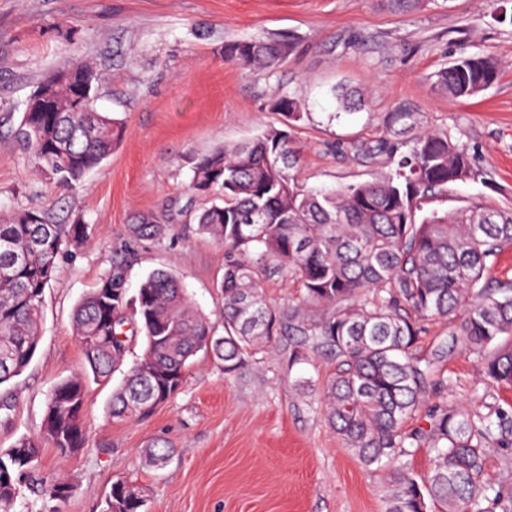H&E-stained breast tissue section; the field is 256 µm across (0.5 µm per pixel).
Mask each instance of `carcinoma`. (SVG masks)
<instances>
[{
    "instance_id": "cac0c4a2",
    "label": "carcinoma",
    "mask_w": 512,
    "mask_h": 512,
    "mask_svg": "<svg viewBox=\"0 0 512 512\" xmlns=\"http://www.w3.org/2000/svg\"><path fill=\"white\" fill-rule=\"evenodd\" d=\"M286 40L253 39L224 46L243 69L271 68L291 54ZM489 55L457 58L437 74L438 90L470 99L497 79ZM99 71L83 61L47 76L34 90L68 112H22L14 138L32 168L64 185L79 184L112 154L123 126L96 108ZM273 110L288 124L302 119L290 97ZM297 163L288 129L269 126L257 136L196 159L190 189L220 202L195 216L198 230L224 244L228 260L224 334L217 335L194 307L174 273L158 270L127 299L124 272L112 267L73 311L72 325L86 370L111 379L123 358L130 324L143 333L144 353L112 391L110 415L127 420L165 403L183 384L189 360L201 350L224 371L238 369L279 336H294L292 354L312 350L332 358L336 371L323 388L327 421L363 465L384 472L391 486L386 512H512V484L483 481L486 449L512 428V414L441 410L431 415L432 467L419 480L403 457L419 436L403 431L428 389L433 363L417 355L423 323L463 308L456 342L476 355L482 375L512 389V289L482 284L489 260L512 246V208L478 203L433 206L459 182L486 180L467 148L448 131L424 130L389 172L373 181L313 190L292 173ZM164 225L144 218L131 225L137 237H158ZM87 238L86 225L61 224L46 211L19 210L0 220V385L20 376L38 349L45 289L55 278L63 247ZM278 270L296 280L305 304L319 313L303 319L263 296V283ZM85 379L55 384L45 404L42 431L0 450V512H13L22 487L48 501L72 493L64 479L45 476L44 444L66 458L85 443ZM173 450H145L161 467ZM142 490L112 484L106 512H141Z\"/></svg>"
}]
</instances>
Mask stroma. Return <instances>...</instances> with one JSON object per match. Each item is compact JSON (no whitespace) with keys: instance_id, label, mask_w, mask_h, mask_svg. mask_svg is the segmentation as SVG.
<instances>
[{"instance_id":"obj_1","label":"stroma","mask_w":512,"mask_h":512,"mask_svg":"<svg viewBox=\"0 0 512 512\" xmlns=\"http://www.w3.org/2000/svg\"><path fill=\"white\" fill-rule=\"evenodd\" d=\"M499 6L430 0L399 14L388 0H0V215L49 209L58 221L88 226L87 242L65 251L45 290L34 358L0 386V448L37 435L49 391L83 373L73 310L113 263H122L132 294L149 272L172 271L223 331L226 253L191 219L202 204L189 188L192 162L286 125L275 98H294L305 114L286 126L307 187L388 172L386 156L369 159L356 148L384 137L390 113L412 112L420 127L458 138L488 174L484 183L451 186L448 208L512 206V20L497 19ZM265 37L291 40L293 54L271 69L225 60V45ZM469 54L493 56L498 78L478 97L450 99L435 75ZM77 59L102 73L97 108L121 120L124 136L101 167L67 188L33 172L12 131L35 86ZM345 89L356 91V109L342 110ZM147 214L165 224L164 235L132 236L130 224ZM143 350L142 334L130 335L110 382H87L83 448L66 459L44 448L41 472L75 487L60 512H105L117 481L143 488V512H385L383 472L353 456L326 420L323 388L334 362L313 353L291 360L282 336L230 374L202 351L165 404L112 420V390ZM436 377L448 382L451 409L512 408V389L487 382L460 348L450 347ZM433 405L425 397L404 424L422 435L407 458L420 477L430 468ZM156 442L174 450L159 468L143 458Z\"/></svg>"}]
</instances>
